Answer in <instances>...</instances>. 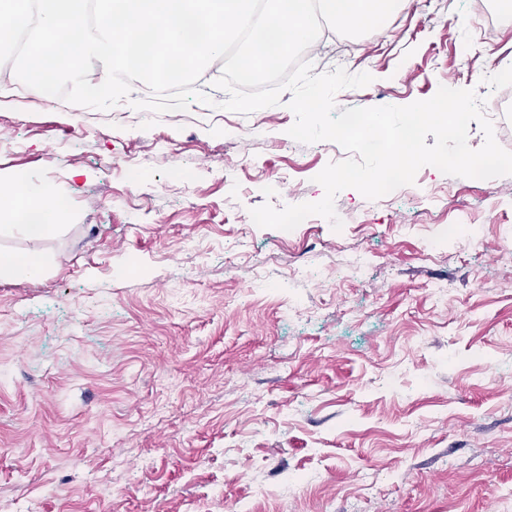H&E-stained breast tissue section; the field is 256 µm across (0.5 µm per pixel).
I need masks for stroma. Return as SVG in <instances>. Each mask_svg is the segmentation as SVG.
<instances>
[{
    "label": "stroma",
    "mask_w": 512,
    "mask_h": 512,
    "mask_svg": "<svg viewBox=\"0 0 512 512\" xmlns=\"http://www.w3.org/2000/svg\"><path fill=\"white\" fill-rule=\"evenodd\" d=\"M387 24L356 38L346 70L372 81L339 109L482 90L512 49V26L464 41L471 0ZM196 87L211 105L159 115L140 89L107 110L0 104V182L69 202L43 239L0 225V250L48 259L0 277V506L512 512V175L426 166L388 198L338 193L341 230L261 228L251 209L319 201L347 153L289 136L291 92L244 115Z\"/></svg>",
    "instance_id": "1"
}]
</instances>
